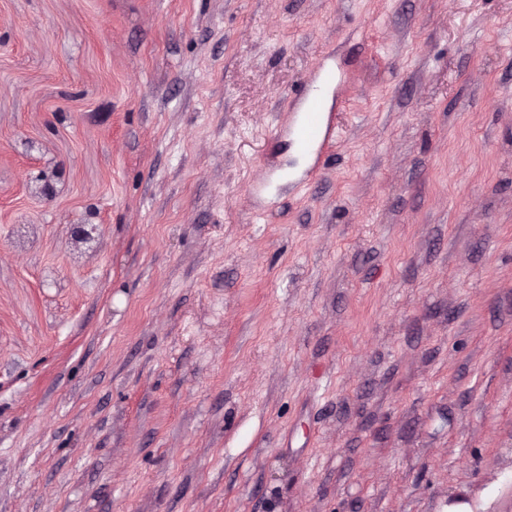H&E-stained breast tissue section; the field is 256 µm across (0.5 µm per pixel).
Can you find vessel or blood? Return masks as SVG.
Here are the masks:
<instances>
[{
  "instance_id": "obj_1",
  "label": "vessel or blood",
  "mask_w": 512,
  "mask_h": 512,
  "mask_svg": "<svg viewBox=\"0 0 512 512\" xmlns=\"http://www.w3.org/2000/svg\"><path fill=\"white\" fill-rule=\"evenodd\" d=\"M321 82L322 89L315 90L307 85L295 93L288 120L279 127L280 133L307 153L310 160L306 173L295 180L296 187L300 189L309 186L324 154L336 139L339 129L336 114L331 104L325 103L322 94L323 88L335 85V71H324Z\"/></svg>"
}]
</instances>
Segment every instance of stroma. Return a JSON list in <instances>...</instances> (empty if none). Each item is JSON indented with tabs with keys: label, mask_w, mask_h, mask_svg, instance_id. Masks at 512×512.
<instances>
[{
	"label": "stroma",
	"mask_w": 512,
	"mask_h": 512,
	"mask_svg": "<svg viewBox=\"0 0 512 512\" xmlns=\"http://www.w3.org/2000/svg\"><path fill=\"white\" fill-rule=\"evenodd\" d=\"M0 512H512V0H0ZM321 82L326 88L329 102V90L336 84V72L329 69L321 75ZM326 104L320 89H312L306 84L294 94L292 112L288 113V122L276 129L275 136L284 134L307 153L310 166L305 174L295 179L297 188H307L320 167L321 160L336 140L339 126L336 113L332 112V103Z\"/></svg>",
	"instance_id": "obj_1"
}]
</instances>
